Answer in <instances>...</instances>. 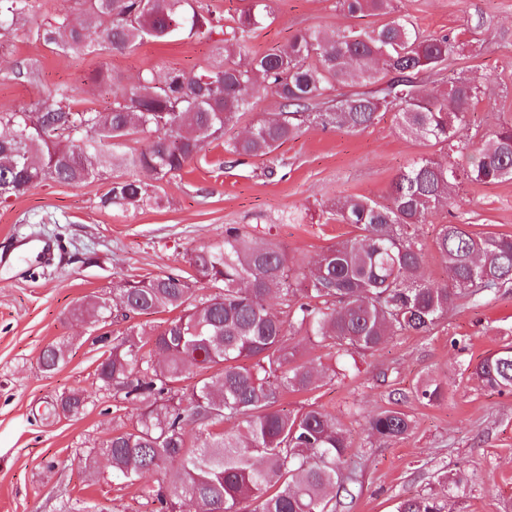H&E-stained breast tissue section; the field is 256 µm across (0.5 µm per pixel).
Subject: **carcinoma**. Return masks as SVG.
Masks as SVG:
<instances>
[{
	"mask_svg": "<svg viewBox=\"0 0 512 512\" xmlns=\"http://www.w3.org/2000/svg\"><path fill=\"white\" fill-rule=\"evenodd\" d=\"M351 18L383 17L378 26H349L332 35L305 33L272 53L249 56L252 33L274 22L268 0H250L231 19L207 69L186 71L155 64L119 91L108 69L92 77L112 92L101 110L73 109L75 89L60 85L48 97L17 111L0 112V198L19 197L46 180L63 184L105 179L100 206L137 208L151 199L147 184L181 172L209 139L224 134L242 113L271 95L280 112L240 138L224 142L238 158H265L305 125L354 133L388 110L399 131L424 146L459 154L458 127L482 99L481 85L453 78L443 97L425 92L420 77L441 70L465 44L452 34H426L394 0H340ZM29 0H0V32L27 16ZM220 20L207 0H79L76 17L59 15L31 31L64 54H80L95 41L106 51L132 49L148 39L191 38ZM357 88L337 93V87ZM142 135L144 148L123 143ZM491 183L512 179V122H503L470 167L462 170L428 155L414 160L394 182L390 200L338 196L331 205L355 235L321 253L304 279L290 275L274 243L258 245L235 224L224 239L189 259L194 277L162 273L116 283L112 300L121 316L177 312L149 335L133 326L113 338L99 364V387L138 405L132 427L113 433L98 449L112 472L135 481L162 473L152 490L159 512H336L337 497L357 481L344 464L347 430L321 409L290 410L287 393L318 386L324 370L301 361L290 337L302 333L344 356L372 354L390 338L426 335L461 297L512 285V235L476 236L463 222L443 224L434 246L450 277L441 284L424 273L422 245L409 228L452 205L461 178ZM207 284L217 292L197 293ZM278 299L283 316L269 301ZM111 316L108 300L94 296L76 315ZM61 347L51 345L41 366L56 370ZM211 371L188 390L192 368ZM471 375L499 392L512 391V347L486 357ZM447 395L428 380L417 399L434 404ZM405 396L376 412L369 433L382 440L404 437L410 416L398 408ZM236 425L232 431L224 424ZM435 494L402 499L395 512H444Z\"/></svg>",
	"mask_w": 512,
	"mask_h": 512,
	"instance_id": "obj_1",
	"label": "carcinoma"
}]
</instances>
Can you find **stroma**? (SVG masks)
<instances>
[{
	"instance_id": "1",
	"label": "stroma",
	"mask_w": 512,
	"mask_h": 512,
	"mask_svg": "<svg viewBox=\"0 0 512 512\" xmlns=\"http://www.w3.org/2000/svg\"><path fill=\"white\" fill-rule=\"evenodd\" d=\"M34 8L8 41L0 43V112L46 98L57 85L81 87L79 109L108 102L91 82L106 67L123 84L161 62L195 70L216 60L218 32L169 42L148 41L125 51L89 49L65 55L32 40L30 28L75 10V0H33ZM274 22L248 41L253 54L272 52L295 36L351 25L338 0H270ZM420 30L454 33L465 40L461 56L427 78L430 94L447 91L454 77L476 80L486 94L459 134L471 149L506 119H512V0H396ZM25 59L37 62L28 78L15 74ZM274 97L262 99L207 143L181 175L161 181L156 199L136 209L101 208L102 182H45L20 197L0 200V248L14 237L56 238L61 252L53 264L29 259L26 274L0 271V512H156L148 497L156 475L129 483L113 475L98 450L113 429L130 428L135 405L99 389L96 369L104 347L103 327L74 307L108 295L114 282L163 272L189 275V259L202 246L221 241L236 224L254 239L278 244L293 276L329 246L354 235L328 211L340 195H363L387 203L401 171L424 146L404 138L394 113L349 133L310 126L276 152V175L258 158L238 163L224 151L278 112ZM466 219L477 235H512V180L462 181L455 203L416 227L426 275L439 283L448 274L434 240L453 216ZM512 344V288L466 299L430 335L391 338L374 354L357 358L346 374L325 378L306 394H286L287 409L320 408L345 426L351 449L346 469L355 471L337 512H392L401 499L434 493L449 512H512V393L502 394L472 378L469 367ZM61 346L64 361L43 371L40 356ZM427 379L447 383L444 401L426 405L414 397ZM72 391L88 396L85 410L67 415L60 399ZM405 394L413 427L405 438L370 437L368 422L389 404V393ZM454 488L438 482L440 474Z\"/></svg>"
}]
</instances>
